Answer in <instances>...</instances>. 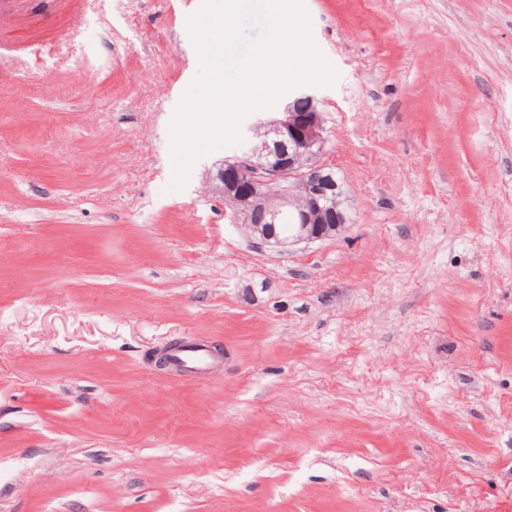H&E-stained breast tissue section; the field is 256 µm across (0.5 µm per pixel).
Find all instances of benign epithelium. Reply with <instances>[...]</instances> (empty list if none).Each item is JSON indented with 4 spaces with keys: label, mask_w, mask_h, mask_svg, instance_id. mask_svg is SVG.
I'll use <instances>...</instances> for the list:
<instances>
[{
    "label": "benign epithelium",
    "mask_w": 512,
    "mask_h": 512,
    "mask_svg": "<svg viewBox=\"0 0 512 512\" xmlns=\"http://www.w3.org/2000/svg\"><path fill=\"white\" fill-rule=\"evenodd\" d=\"M248 133L245 148L224 159L219 176L224 204L251 242L285 249L336 236L348 223L344 188L323 161L326 130L316 97L301 93L277 116L257 119ZM258 206L268 223H251ZM284 213L291 228L281 235L276 223Z\"/></svg>",
    "instance_id": "benign-epithelium-1"
}]
</instances>
